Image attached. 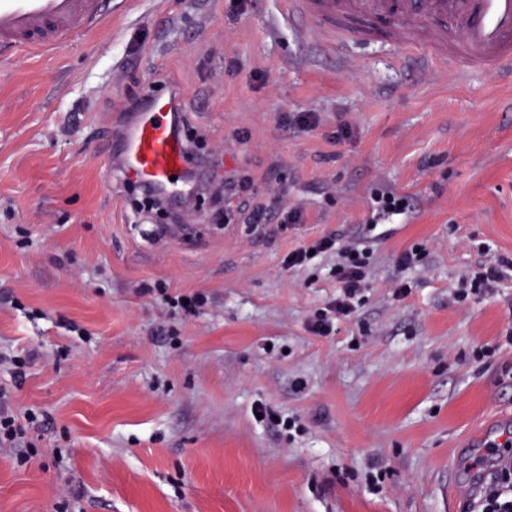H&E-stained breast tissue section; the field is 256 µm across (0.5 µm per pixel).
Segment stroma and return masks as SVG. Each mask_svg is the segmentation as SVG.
I'll return each instance as SVG.
<instances>
[{"instance_id": "1", "label": "stroma", "mask_w": 512, "mask_h": 512, "mask_svg": "<svg viewBox=\"0 0 512 512\" xmlns=\"http://www.w3.org/2000/svg\"><path fill=\"white\" fill-rule=\"evenodd\" d=\"M162 75L209 161L168 220L105 178L125 105ZM258 205L302 219L249 224ZM328 235L372 277L318 336L334 261L283 259ZM487 244L512 257L504 78L454 82L382 35L318 42L287 0H112L55 50L0 46V355L26 360L0 392L41 422L0 447V512H471L459 488L512 440V275L455 291ZM160 288L207 300L184 316Z\"/></svg>"}]
</instances>
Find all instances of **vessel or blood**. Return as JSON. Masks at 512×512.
Instances as JSON below:
<instances>
[{"label": "vessel or blood", "mask_w": 512, "mask_h": 512, "mask_svg": "<svg viewBox=\"0 0 512 512\" xmlns=\"http://www.w3.org/2000/svg\"><path fill=\"white\" fill-rule=\"evenodd\" d=\"M109 0H0V45L27 55L95 29ZM291 12L319 34L355 18L390 23L405 55L455 74L493 73L512 81V0H289ZM187 145L174 127L170 97L157 95L125 127L116 161L123 182L174 196Z\"/></svg>", "instance_id": "vessel-or-blood-1"}]
</instances>
